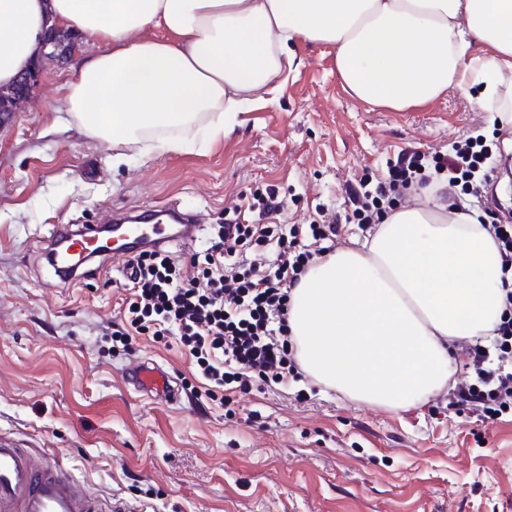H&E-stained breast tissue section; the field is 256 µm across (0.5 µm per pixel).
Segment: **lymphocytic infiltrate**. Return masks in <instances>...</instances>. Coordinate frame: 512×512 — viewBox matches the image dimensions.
Listing matches in <instances>:
<instances>
[{"label":"lymphocytic infiltrate","instance_id":"lymphocytic-infiltrate-1","mask_svg":"<svg viewBox=\"0 0 512 512\" xmlns=\"http://www.w3.org/2000/svg\"><path fill=\"white\" fill-rule=\"evenodd\" d=\"M490 149L484 135L454 142L448 152L405 149L378 178L363 177L345 189L349 222L362 229L383 223L395 198L439 180L476 186ZM260 222L240 219L216 225L210 245L180 264L165 250H142L125 263L131 294L127 326L113 338L128 344L133 334L175 337L207 383L209 397L247 388L251 379L284 384L300 366L290 341L291 291L307 267L328 253L333 224L299 226L278 217L284 201L273 189L255 190ZM497 326L494 349L474 345L469 353L476 382L452 392L457 410L496 419L512 408V292Z\"/></svg>","mask_w":512,"mask_h":512}]
</instances>
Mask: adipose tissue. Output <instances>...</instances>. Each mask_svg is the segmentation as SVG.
<instances>
[{
    "label": "adipose tissue",
    "mask_w": 512,
    "mask_h": 512,
    "mask_svg": "<svg viewBox=\"0 0 512 512\" xmlns=\"http://www.w3.org/2000/svg\"><path fill=\"white\" fill-rule=\"evenodd\" d=\"M93 49L59 102L88 136L147 155L223 137L295 57L323 42L358 100L404 109L512 74V0H0V84L28 69L51 24ZM512 291L473 210L400 208L361 247L309 266L289 324L305 372L404 410L452 378L449 348L492 335Z\"/></svg>",
    "instance_id": "1"
}]
</instances>
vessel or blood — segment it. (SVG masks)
<instances>
[{
  "label": "vessel or blood",
  "instance_id": "b4317fda",
  "mask_svg": "<svg viewBox=\"0 0 512 512\" xmlns=\"http://www.w3.org/2000/svg\"><path fill=\"white\" fill-rule=\"evenodd\" d=\"M121 231L133 250L159 249L171 240L163 224H127ZM53 234L67 247V259L57 263L63 284H71L81 275H93V268L85 266L84 261L101 248L94 229L77 235L57 228ZM125 376L138 392L162 398L175 393L172 378L157 363H136L126 370ZM0 512H100V508L70 476L37 466L23 449L0 444Z\"/></svg>",
  "mask_w": 512,
  "mask_h": 512
}]
</instances>
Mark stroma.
I'll use <instances>...</instances> for the list:
<instances>
[{"label": "stroma", "mask_w": 512, "mask_h": 512, "mask_svg": "<svg viewBox=\"0 0 512 512\" xmlns=\"http://www.w3.org/2000/svg\"><path fill=\"white\" fill-rule=\"evenodd\" d=\"M296 65L239 112L213 145L115 160L58 109L78 57L47 64L33 99L0 128V439L48 455L102 512H512V410L484 422L458 413L447 390L408 410L351 399L308 376L256 381L211 400L177 342L112 343L127 294L122 259L69 287L43 250L53 226L164 207L196 214L201 250L251 189L286 196L290 224L344 208L345 185L379 175L404 149H450L472 129L492 145L483 192L466 206L512 224V182L499 175L512 128L449 90L401 111L353 98L335 49L297 43ZM133 361L160 364L176 400L136 392Z\"/></svg>", "instance_id": "35a3bbf8"}]
</instances>
